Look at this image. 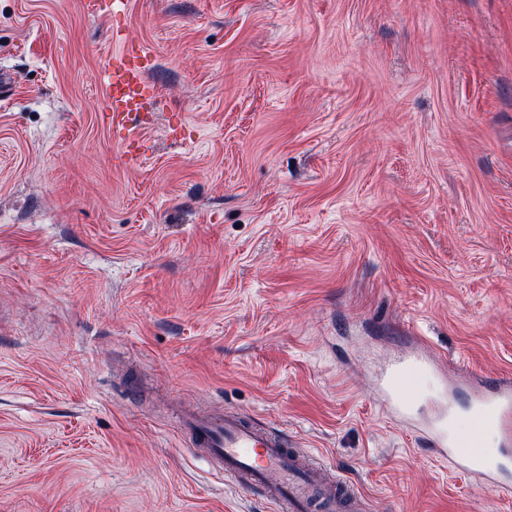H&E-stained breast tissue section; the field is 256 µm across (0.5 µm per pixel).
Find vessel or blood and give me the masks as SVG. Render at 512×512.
Instances as JSON below:
<instances>
[{
	"instance_id": "obj_1",
	"label": "vessel or blood",
	"mask_w": 512,
	"mask_h": 512,
	"mask_svg": "<svg viewBox=\"0 0 512 512\" xmlns=\"http://www.w3.org/2000/svg\"><path fill=\"white\" fill-rule=\"evenodd\" d=\"M104 108L119 157L133 165L128 145L149 126V107L157 97L154 85L134 62V53L113 40L103 75ZM425 359L404 356L381 378L383 391L399 409L417 403L408 389L416 379L429 376ZM471 435L448 432V408L437 404L428 439L438 458L449 461L456 472L497 485L502 498H512V486L501 483V473L512 465V384L476 394ZM178 427L193 450L211 461L225 479L247 490L259 491L275 512H344V496L335 483L321 478L318 470L303 469L279 431L262 430L233 411L214 409L181 411Z\"/></svg>"
}]
</instances>
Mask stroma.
I'll return each instance as SVG.
<instances>
[{
  "mask_svg": "<svg viewBox=\"0 0 512 512\" xmlns=\"http://www.w3.org/2000/svg\"><path fill=\"white\" fill-rule=\"evenodd\" d=\"M120 24L159 97L115 165ZM0 512H271L187 406L298 439L362 512H512L381 390L460 429L512 381V0H0ZM422 377L429 378V387L434 384L426 360L418 356H404L387 369L381 378V386L399 409L409 411L418 400L409 394L408 388L413 386L414 380Z\"/></svg>",
  "mask_w": 512,
  "mask_h": 512,
  "instance_id": "1",
  "label": "stroma"
}]
</instances>
